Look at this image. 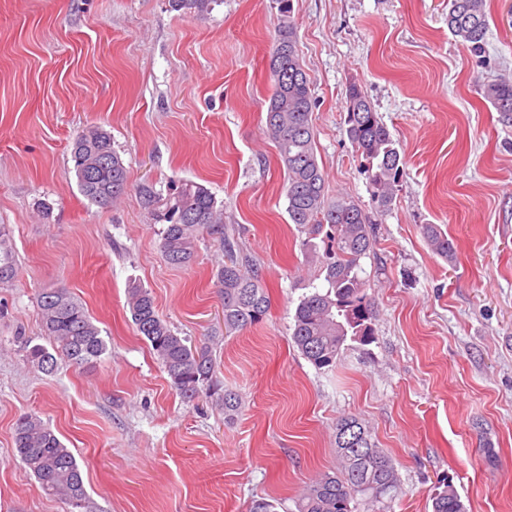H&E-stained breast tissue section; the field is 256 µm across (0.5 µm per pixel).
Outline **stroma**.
<instances>
[{
  "instance_id": "obj_1",
  "label": "stroma",
  "mask_w": 512,
  "mask_h": 512,
  "mask_svg": "<svg viewBox=\"0 0 512 512\" xmlns=\"http://www.w3.org/2000/svg\"><path fill=\"white\" fill-rule=\"evenodd\" d=\"M329 196L374 224L362 262L375 340L317 369L291 338L295 307L318 286L289 224L285 175L262 133L272 92L275 0H215L183 18L167 0H0V224L19 277L0 285V512H64L15 458L20 415L72 448L88 512H284L336 465L338 418L353 414L393 457L391 512H431L442 477L467 512H512V124L481 93L512 79V0H487L485 56L448 32V0H292ZM360 85L405 159L391 211L377 209L346 133ZM99 125L129 191L99 208L81 194L76 134ZM197 182L224 206L238 257L261 273L263 321L224 331L216 237L169 265L138 188ZM48 203L49 214L37 210ZM439 225L445 260L423 233ZM148 288L179 335L212 346L215 373L241 398L188 402L138 336L131 283ZM69 288L100 327L95 365L30 369L20 337L41 342L37 295ZM423 235L436 254L445 260L453 259L455 255L454 243L438 225H423Z\"/></svg>"
}]
</instances>
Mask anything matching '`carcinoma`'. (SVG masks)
Listing matches in <instances>:
<instances>
[{"label":"carcinoma","mask_w":512,"mask_h":512,"mask_svg":"<svg viewBox=\"0 0 512 512\" xmlns=\"http://www.w3.org/2000/svg\"><path fill=\"white\" fill-rule=\"evenodd\" d=\"M216 0H168L171 10L183 17L201 16ZM279 22L270 55L273 92L266 112L264 134L275 145L285 173L286 211L290 223L306 238L299 247L316 256L318 275L324 285L303 295L294 311L292 341L317 369L332 368L347 342H374V301L359 276L362 258L373 251L375 240L370 217L348 196L328 197L326 179L319 164L316 132L311 115L316 106L312 83L303 68L290 0H275ZM486 0H448V32L474 55L486 52L489 20ZM483 98L499 112L501 121L512 122V80L496 79L481 87ZM347 135L378 208L391 210L405 175L403 158L387 125L355 83L346 91ZM71 158L82 195L89 203L106 208L129 190L127 169L112 148V137L100 126L83 129L73 140ZM142 205L157 222L165 223L160 248L171 265H190L197 242L208 234L224 242V264L216 272L224 298V329L230 333L262 321L270 310L261 276L243 268L224 228V207L208 188L183 183L167 197L150 187L140 190ZM423 235L432 250L448 260L455 246L436 224L423 225ZM321 238L323 254H317L314 239ZM11 244V229L0 224V285L17 276ZM42 335L52 339L53 349L31 340L21 351L31 367L45 375L57 369V356L76 366L92 364L106 353L101 330L83 304L67 288H46L38 296ZM127 306L136 330L171 379L172 386L187 400L218 395L224 412H235L236 393L221 390L214 376L208 347H197L177 335L159 314L150 292L140 285L127 291ZM337 467L316 477L295 498V512H354L357 496L388 512L398 487L392 457L372 440L368 425L355 415L336 421ZM14 445L25 468L43 491L64 504L66 512H85L87 492L83 473L71 449L37 415L20 416L14 427ZM432 512H465L453 484L442 482L432 498Z\"/></svg>","instance_id":"obj_1"}]
</instances>
